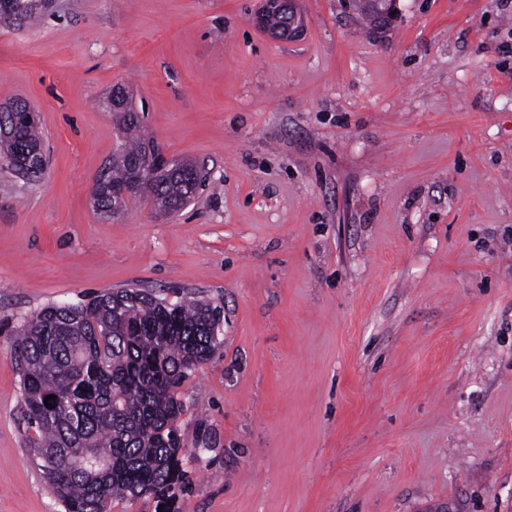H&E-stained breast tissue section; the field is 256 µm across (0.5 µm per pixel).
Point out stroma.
<instances>
[{
  "instance_id": "stroma-1",
  "label": "stroma",
  "mask_w": 512,
  "mask_h": 512,
  "mask_svg": "<svg viewBox=\"0 0 512 512\" xmlns=\"http://www.w3.org/2000/svg\"><path fill=\"white\" fill-rule=\"evenodd\" d=\"M53 0L0 24V106L43 175L0 168V512H63L23 419L14 336L146 287L224 309L182 388V512H512V0ZM208 179L178 214L102 219L108 98ZM271 0H262L260 13L255 14L253 18L254 23H259L261 21L267 22L266 30L268 31V35L274 39L288 41L290 38L297 37L301 34V31L305 27V18L301 14L299 15L296 7L295 1L293 0H281L282 2H278L275 4V8L271 7ZM279 9V10H278ZM276 11V14H275ZM280 13H284L288 16H291L288 21H285L287 18L285 15L281 17V21H285L274 26L268 24L269 19L274 18V16H280Z\"/></svg>"
}]
</instances>
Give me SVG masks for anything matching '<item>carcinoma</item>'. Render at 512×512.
Segmentation results:
<instances>
[{
	"label": "carcinoma",
	"instance_id": "1",
	"mask_svg": "<svg viewBox=\"0 0 512 512\" xmlns=\"http://www.w3.org/2000/svg\"><path fill=\"white\" fill-rule=\"evenodd\" d=\"M11 22L38 20L37 0H9ZM121 141L104 166L94 208L115 219L137 201L171 215L201 187L199 165L168 160L141 138L132 101L112 109ZM38 120L27 103L0 110V163L37 178ZM224 308L169 302L150 288L108 290L85 304L49 306L15 331L14 363L34 452L65 512H109L112 501L148 498L170 512L185 491L176 425L181 388L212 356ZM54 395L51 409L44 398Z\"/></svg>",
	"mask_w": 512,
	"mask_h": 512
}]
</instances>
